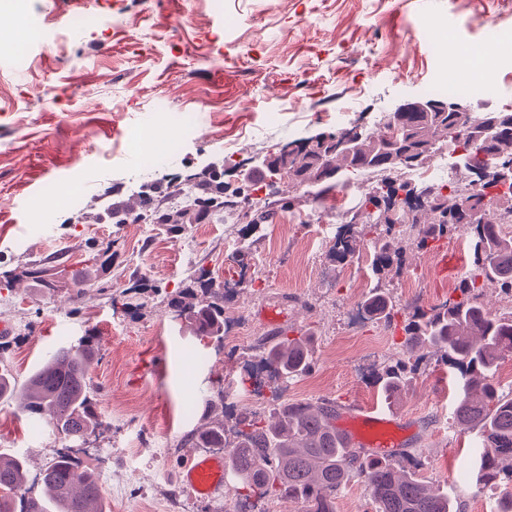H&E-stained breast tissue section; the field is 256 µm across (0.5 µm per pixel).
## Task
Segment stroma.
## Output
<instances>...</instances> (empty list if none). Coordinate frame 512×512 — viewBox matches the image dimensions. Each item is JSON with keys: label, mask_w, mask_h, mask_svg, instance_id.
Segmentation results:
<instances>
[{"label": "stroma", "mask_w": 512, "mask_h": 512, "mask_svg": "<svg viewBox=\"0 0 512 512\" xmlns=\"http://www.w3.org/2000/svg\"><path fill=\"white\" fill-rule=\"evenodd\" d=\"M82 14L110 17L107 26L71 29ZM494 18L512 38V0H27L16 26L38 30L23 52L0 61V271L16 275L0 285V369L24 383L46 355L76 343L87 329L103 342L88 376L101 413L95 450L83 454L102 488L105 512H226L225 495L201 501L177 488L176 475L197 449L194 433L221 417L209 406L232 367L260 356L271 336L312 338L314 366L291 381L287 399L335 400L341 417L368 404L391 406L410 434L403 440L419 462L418 475L447 488L459 512H497L511 487L480 484L483 450L476 432L459 430L454 406L459 373L427 348L406 350L400 328L415 312L457 298V236L427 250L406 244L400 270L372 272L374 251L360 244L359 268L336 262L319 245V223L344 220L368 189L355 181L348 195L329 193L277 211L259 233L213 219L181 235L161 224H115L102 217L126 203L144 179L142 143L175 124L194 132L165 159L164 175L196 170L208 159L225 162L229 188L251 179L265 185L252 162L273 145L315 131H332L338 114L374 118L400 99L424 97L444 72L434 43L480 46ZM79 181L72 204L54 203L49 186ZM111 245L112 264L99 268L91 248ZM44 266L54 293L25 277ZM241 274L224 297L228 324L247 323L246 339L199 341L173 317L168 294L190 287L205 268ZM84 274L87 293L73 304L68 288ZM382 284L399 310L394 324L366 319L348 324ZM139 285L136 306L113 311L110 297ZM275 307L287 321H261ZM387 342L391 358L416 366L400 400L390 403L373 382L384 362L358 375L354 354ZM49 419L31 422L18 400H0V453L25 461L27 485L40 494L39 472L65 446Z\"/></svg>", "instance_id": "stroma-1"}]
</instances>
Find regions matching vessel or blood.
Wrapping results in <instances>:
<instances>
[{"label":"vessel or blood","instance_id":"vessel-or-blood-1","mask_svg":"<svg viewBox=\"0 0 512 512\" xmlns=\"http://www.w3.org/2000/svg\"><path fill=\"white\" fill-rule=\"evenodd\" d=\"M351 444L368 448L374 458H392L402 439L407 436L405 421L397 413L366 406L353 413L343 427ZM231 466L227 456L209 453L189 455L180 481L200 499L207 500L227 486Z\"/></svg>","mask_w":512,"mask_h":512}]
</instances>
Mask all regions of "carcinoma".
I'll use <instances>...</instances> for the list:
<instances>
[{"label": "carcinoma", "instance_id": "1", "mask_svg": "<svg viewBox=\"0 0 512 512\" xmlns=\"http://www.w3.org/2000/svg\"><path fill=\"white\" fill-rule=\"evenodd\" d=\"M404 128L407 150L416 161L395 157L381 160L383 133L370 130L350 150L327 143L333 133L320 131L309 146L298 150L281 147L260 161L266 174L288 176L294 186L313 190L314 197L344 188L353 180H366L369 191L358 205L354 219L332 252L339 263L356 255L357 243L374 250L380 277L401 264L406 236L421 249L449 233H472L473 254L468 274L459 282L460 298L404 322L402 346L435 348L442 359L464 379L454 419L463 430H475L483 456L478 481L488 484L512 478V396L494 382L498 360L512 354V313L495 315L478 301L479 289L493 285L512 297V237L502 235V225L512 222V112H405L396 116ZM463 154L451 160L454 178L448 185L430 186L401 176L418 170L442 151ZM507 169L508 178L482 182L478 174L492 168ZM142 183L134 201L112 210L122 224L143 218L168 226L179 234L186 225L210 217L235 216L255 228L269 221L277 210L290 208L294 199L279 196L277 183H268L265 196L236 188L224 194V170L201 167L184 178ZM480 222L467 220L470 212ZM429 221L421 225V216ZM205 298L186 288L168 300V307L195 328L199 337H224V283L200 268L192 276ZM366 311L386 321L398 314L384 291L365 303ZM99 351V335L85 331L75 345L62 346L21 386L7 372L0 373V400L21 397L32 420L51 416L56 430L74 445L100 427L97 403L91 394L87 365ZM262 359L279 376L304 375L313 366L310 337L272 338ZM407 366L398 361L384 367L377 382L387 396L404 386ZM269 424L257 413H240L226 428L217 422L199 434L204 447L233 449L230 455L239 500H261L270 495L293 497L304 512H336V495L350 481L360 480L369 490L374 512H456L452 499L423 483L402 451L387 461H377L364 448L350 445L336 426V402L321 399L292 402L274 411ZM43 495H28L26 471L18 458L0 456V512H104L101 487L78 457L59 454L40 474Z\"/></svg>", "mask_w": 512, "mask_h": 512}]
</instances>
